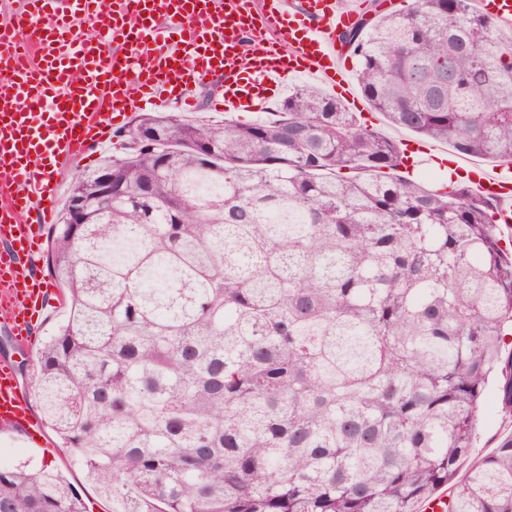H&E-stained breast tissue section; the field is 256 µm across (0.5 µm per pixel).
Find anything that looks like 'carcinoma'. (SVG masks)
<instances>
[{
	"label": "carcinoma",
	"mask_w": 512,
	"mask_h": 512,
	"mask_svg": "<svg viewBox=\"0 0 512 512\" xmlns=\"http://www.w3.org/2000/svg\"><path fill=\"white\" fill-rule=\"evenodd\" d=\"M339 40L395 126L512 162V32L408 0ZM112 202L52 230L68 314L36 360L41 421L111 512H421L471 453L498 376L512 417V254L495 204L398 175L400 147L314 86L267 121L141 113ZM210 146L206 154L200 144ZM0 512H85L0 469ZM447 512H512V435Z\"/></svg>",
	"instance_id": "carcinoma-1"
}]
</instances>
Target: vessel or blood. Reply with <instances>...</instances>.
Instances as JSON below:
<instances>
[{"instance_id": "b4317fda", "label": "vessel or blood", "mask_w": 512, "mask_h": 512, "mask_svg": "<svg viewBox=\"0 0 512 512\" xmlns=\"http://www.w3.org/2000/svg\"><path fill=\"white\" fill-rule=\"evenodd\" d=\"M512 28V0H478ZM362 0H26L0 27V325L31 351L32 314L54 299L41 277L22 273L54 219L60 166L111 141L114 121L149 106L194 104L208 81L228 115L266 110L294 77L349 94L338 35ZM97 26L81 37L76 21ZM188 25L187 40L169 32ZM465 184L495 203L512 237V164L462 161ZM35 422L11 362L0 361V427Z\"/></svg>"}]
</instances>
